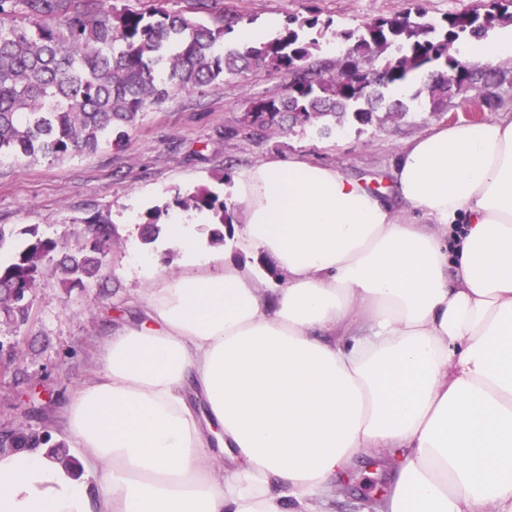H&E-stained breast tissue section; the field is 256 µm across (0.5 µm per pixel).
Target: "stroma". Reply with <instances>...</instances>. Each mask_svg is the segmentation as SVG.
Wrapping results in <instances>:
<instances>
[{"mask_svg":"<svg viewBox=\"0 0 512 512\" xmlns=\"http://www.w3.org/2000/svg\"><path fill=\"white\" fill-rule=\"evenodd\" d=\"M408 6L409 0H218L217 8L238 17L243 28H263L273 18L282 24L314 10L320 20H332L334 28L356 30ZM284 86L281 75L257 69L148 106L123 146L105 144L51 165L0 162V226L7 232L0 242L1 256L22 248V230L28 226L58 238L66 251L88 236L91 217L112 226L101 283L64 288L56 277L45 275L28 321L0 322V336L20 344L16 369L0 374V429L49 431L53 442L67 445L69 459H76L62 404L93 376L102 358L103 336L114 322L134 315L137 294L149 287L139 265L141 255L155 254L166 273L180 268L176 252L141 239L152 208L168 206V220H176L180 211L172 205L175 196L201 187L234 202L235 178L269 158H305L385 186L403 144L438 127L472 120L470 97L464 94L451 99L447 112L439 115L425 108L402 119L382 114L368 125L348 122L328 134L297 125L276 127L250 140L229 136L250 99L281 94ZM343 482L345 501L336 512H359L365 498L384 492L387 477L376 462L368 461L349 470Z\"/></svg>","mask_w":512,"mask_h":512,"instance_id":"35a3bbf8","label":"stroma"}]
</instances>
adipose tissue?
<instances>
[{
  "instance_id": "obj_1",
  "label": "adipose tissue",
  "mask_w": 512,
  "mask_h": 512,
  "mask_svg": "<svg viewBox=\"0 0 512 512\" xmlns=\"http://www.w3.org/2000/svg\"><path fill=\"white\" fill-rule=\"evenodd\" d=\"M235 191L285 286L171 222L180 273L145 256L66 402L82 474L2 455L0 512H334L362 457L393 468L378 512H512V119L413 138L388 194L302 159Z\"/></svg>"
}]
</instances>
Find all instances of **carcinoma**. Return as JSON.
Returning <instances> with one entry per match:
<instances>
[{
	"label": "carcinoma",
	"mask_w": 512,
	"mask_h": 512,
	"mask_svg": "<svg viewBox=\"0 0 512 512\" xmlns=\"http://www.w3.org/2000/svg\"><path fill=\"white\" fill-rule=\"evenodd\" d=\"M511 23L507 5L495 13L473 9L433 20L414 0L412 8L360 30H335L316 16L292 17L270 41L228 47L224 40L233 27L220 14L209 25L160 5L119 10L102 0H0V161L53 163L93 152L103 142L119 147L147 104L253 68L283 76L284 93L251 100L231 136L252 139L287 120L329 133L351 118L368 124L378 112L403 118L410 105L391 92L419 73L421 88L412 100L423 98L431 112H446L448 100L496 81L480 63L458 58L455 45ZM328 34L345 49L334 60L319 61ZM174 205L206 210L215 224L234 223V206L205 188L176 197ZM166 212L165 205L148 214L143 244L160 237ZM91 226V238L55 265L64 286L99 276L112 225L96 220ZM24 234V248L0 262V289H19L0 297V315L15 324L28 320L45 262L59 247L36 227ZM50 441L46 432L19 428L0 443V452L47 446L60 463L71 465L62 445Z\"/></svg>",
	"instance_id": "cac0c4a2"
}]
</instances>
